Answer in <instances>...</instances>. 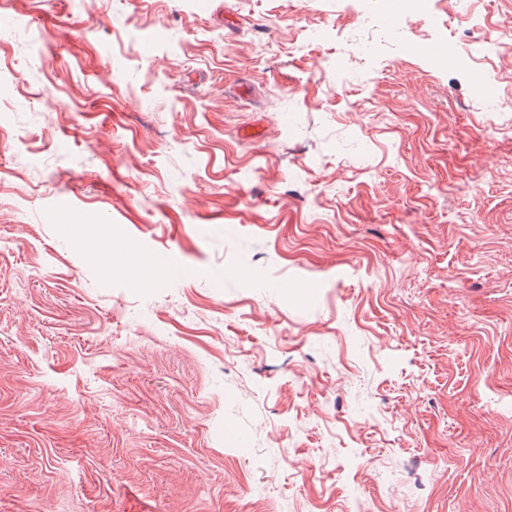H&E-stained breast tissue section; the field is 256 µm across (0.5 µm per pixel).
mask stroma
Segmentation results:
<instances>
[{"label": "stroma", "instance_id": "1", "mask_svg": "<svg viewBox=\"0 0 512 512\" xmlns=\"http://www.w3.org/2000/svg\"><path fill=\"white\" fill-rule=\"evenodd\" d=\"M511 31L0 0V512H512ZM132 276L145 285H154L164 277L163 269L151 258H141L131 268Z\"/></svg>", "mask_w": 512, "mask_h": 512}]
</instances>
